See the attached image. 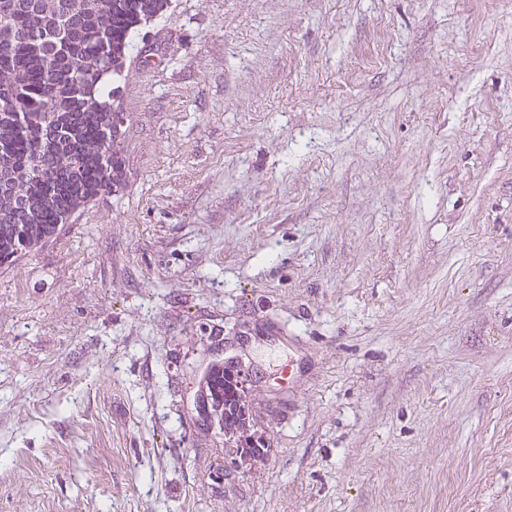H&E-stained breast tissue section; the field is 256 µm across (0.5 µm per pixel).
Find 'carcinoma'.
Instances as JSON below:
<instances>
[{
  "instance_id": "cac0c4a2",
  "label": "carcinoma",
  "mask_w": 512,
  "mask_h": 512,
  "mask_svg": "<svg viewBox=\"0 0 512 512\" xmlns=\"http://www.w3.org/2000/svg\"><path fill=\"white\" fill-rule=\"evenodd\" d=\"M168 0H0V266L51 238L107 186L118 187L119 115L99 74L123 68L138 27ZM52 84H47V72ZM62 135L44 138L47 128ZM193 407L224 437L239 469L261 461L254 399L224 381V361L201 373Z\"/></svg>"
}]
</instances>
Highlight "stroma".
Masks as SVG:
<instances>
[{"label":"stroma","mask_w":512,"mask_h":512,"mask_svg":"<svg viewBox=\"0 0 512 512\" xmlns=\"http://www.w3.org/2000/svg\"><path fill=\"white\" fill-rule=\"evenodd\" d=\"M118 190L0 267V512H512V0H170ZM248 367L263 462L195 385Z\"/></svg>","instance_id":"stroma-1"}]
</instances>
